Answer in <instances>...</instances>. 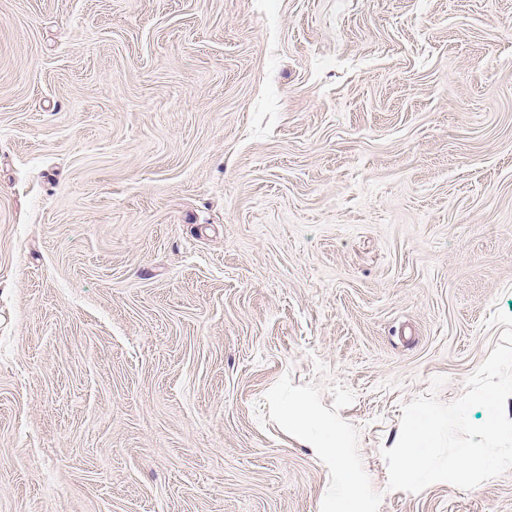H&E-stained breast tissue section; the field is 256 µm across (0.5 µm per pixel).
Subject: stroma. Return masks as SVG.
Returning a JSON list of instances; mask_svg holds the SVG:
<instances>
[{"instance_id": "1", "label": "stroma", "mask_w": 512, "mask_h": 512, "mask_svg": "<svg viewBox=\"0 0 512 512\" xmlns=\"http://www.w3.org/2000/svg\"><path fill=\"white\" fill-rule=\"evenodd\" d=\"M512 315V0H0V512H356ZM306 426L307 430L316 437L314 448H320L327 462L336 469L337 480L341 492L339 498V512H355L351 495L355 491L357 475L348 463L343 462L345 446L339 437L335 424L325 422L318 418L302 401H298L292 412Z\"/></svg>"}]
</instances>
